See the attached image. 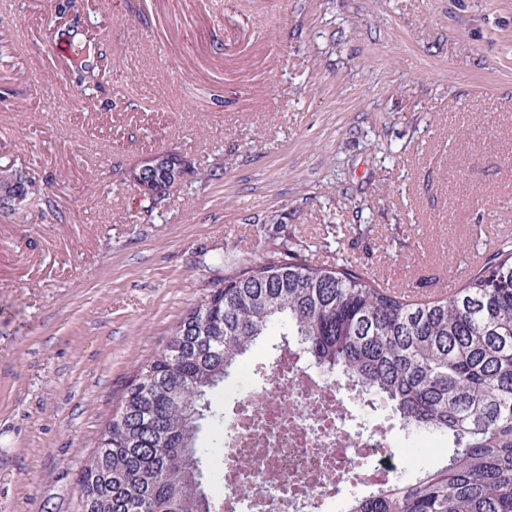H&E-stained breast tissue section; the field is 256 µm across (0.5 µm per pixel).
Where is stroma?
<instances>
[{
	"instance_id": "35a3bbf8",
	"label": "stroma",
	"mask_w": 512,
	"mask_h": 512,
	"mask_svg": "<svg viewBox=\"0 0 512 512\" xmlns=\"http://www.w3.org/2000/svg\"><path fill=\"white\" fill-rule=\"evenodd\" d=\"M0 0V512H71L137 373L277 243L436 297L512 236V0ZM103 41L76 86L54 41ZM193 172L164 206L128 178ZM86 62V59L81 60L79 64L77 63L73 68L77 82L82 87L93 85L99 87L105 75L104 71L100 68L101 66H99L98 63L89 64ZM28 177L22 169H7L0 173V214L9 216L27 201Z\"/></svg>"
}]
</instances>
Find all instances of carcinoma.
Returning <instances> with one entry per match:
<instances>
[{"instance_id": "obj_1", "label": "carcinoma", "mask_w": 512, "mask_h": 512, "mask_svg": "<svg viewBox=\"0 0 512 512\" xmlns=\"http://www.w3.org/2000/svg\"><path fill=\"white\" fill-rule=\"evenodd\" d=\"M73 72L99 86L104 71ZM156 206L175 185L154 174ZM21 169L0 172V214L27 201ZM178 323L164 351L128 386L119 414L86 454L73 512H215L224 412L212 394L278 323L336 381L382 400L403 430L448 436L446 463L393 481L348 512H512V240L450 294L415 298L352 266L313 264L278 245L258 264L224 278ZM218 424L211 448L201 421Z\"/></svg>"}]
</instances>
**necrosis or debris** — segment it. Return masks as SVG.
Here are the masks:
<instances>
[{
	"mask_svg": "<svg viewBox=\"0 0 512 512\" xmlns=\"http://www.w3.org/2000/svg\"><path fill=\"white\" fill-rule=\"evenodd\" d=\"M243 367L238 412L224 440L220 512H335L340 486H382L399 461L435 446L420 434L394 448L374 426L351 423L359 400L349 385L320 383L300 359L274 364L270 379ZM292 411H284V404Z\"/></svg>",
	"mask_w": 512,
	"mask_h": 512,
	"instance_id": "obj_1",
	"label": "necrosis or debris"
}]
</instances>
